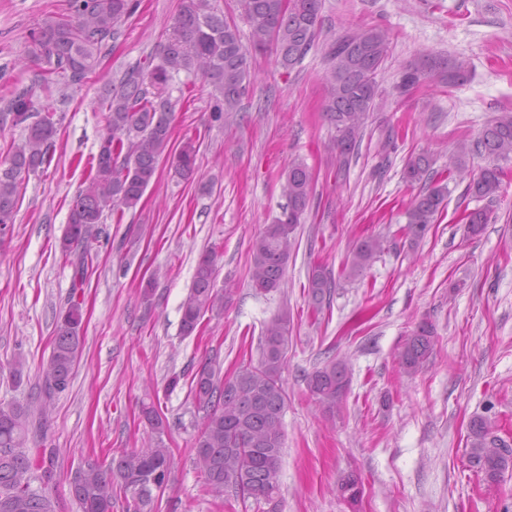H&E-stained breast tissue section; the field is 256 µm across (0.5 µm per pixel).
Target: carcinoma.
Listing matches in <instances>:
<instances>
[{"label":"carcinoma","instance_id":"1","mask_svg":"<svg viewBox=\"0 0 512 512\" xmlns=\"http://www.w3.org/2000/svg\"><path fill=\"white\" fill-rule=\"evenodd\" d=\"M241 14L251 25V48L275 50L277 63L290 71L301 63L315 45L320 30L323 0H238ZM137 0H69V11L43 19L33 31L32 51L36 65L34 82L16 88L0 106V128L22 126L24 139L7 152L0 168V236L14 224L20 189L30 174L53 159L57 122L55 112L29 122L38 86L61 83L78 86L91 73L101 52L117 39L121 25L137 9ZM329 63L328 94L322 106L326 120L334 126V150L339 165L347 167L358 154L369 113L378 107L377 71L388 53L387 33L376 27L353 28L325 45ZM248 48L237 26L224 18L213 0H181L171 32L150 55L147 65L134 66L103 84L100 107L105 112V133L91 173L70 210L68 225L60 240L62 253L74 269L73 287H83L93 258L89 240L104 213L134 209L155 179L158 162L171 161L174 172L184 180L195 174L196 148L188 140L175 149L171 144L175 103L170 81L184 72L201 77L213 88L210 119L226 122L240 111V101L250 84ZM430 67L445 74L452 85L461 78V66L434 60ZM421 72L409 68L399 76L396 92L403 96L419 83ZM478 154L493 160L476 175H467L469 149L461 147L448 174L469 177L464 196L493 202L502 189L498 161L512 160V113L491 120L475 143ZM403 178L411 185L423 184L407 210V229L412 239L425 236L445 207L448 185L423 154L405 163ZM314 183L303 162L288 167L284 191L288 204L272 223L265 225L251 245L250 280L259 293L282 288L288 261L296 241L295 232L313 200ZM467 232L481 234L489 223L486 207L466 211ZM383 250L378 236L357 241L352 249L348 275L358 276L372 266ZM222 253L206 250L195 269L192 286L181 305L180 331L195 333L206 314H224L226 295L215 287ZM335 279L322 266L311 269L308 296L320 310L330 301ZM83 314L81 303L67 302L58 318L51 356L44 370L45 393L65 391L81 349ZM290 313L283 308L264 326L255 364L243 363L228 378L222 376L217 357L208 358L191 376L190 393L202 413L194 440L195 464L205 485L216 499L233 497L231 489L246 486L255 500L280 512L277 478L282 465L284 432L282 418L286 392V369ZM435 328L420 321L400 352L404 370L414 373L433 353ZM350 382L345 364L329 361L306 376L309 392L322 411L333 414ZM142 416L153 441L142 448L124 449L110 460L88 458L71 473L70 493L81 512H112L118 496L141 492L139 512H158L155 483L166 489L173 458L163 440L169 428L167 417L154 403L142 404ZM34 415L28 405L0 403V512H56L46 489L31 486L43 459L28 448ZM468 462L487 481H496L512 468V445L496 433L494 421L476 417L469 431ZM340 492L350 503L362 495L357 475H347Z\"/></svg>","mask_w":512,"mask_h":512}]
</instances>
